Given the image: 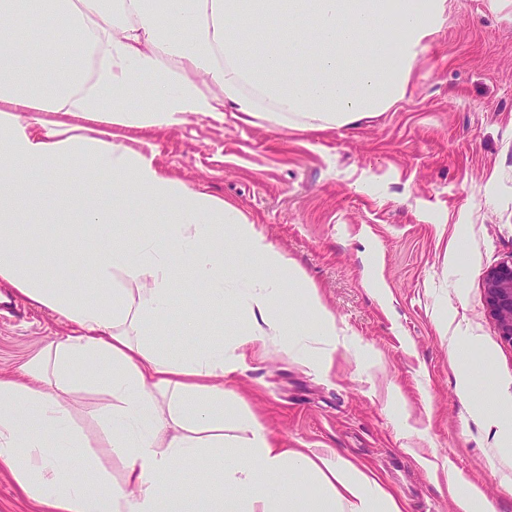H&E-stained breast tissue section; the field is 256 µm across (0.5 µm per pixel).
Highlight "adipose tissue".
<instances>
[{
	"mask_svg": "<svg viewBox=\"0 0 512 512\" xmlns=\"http://www.w3.org/2000/svg\"><path fill=\"white\" fill-rule=\"evenodd\" d=\"M118 2L113 11L107 0H0V282L73 326L22 365L24 381L0 378V464L46 512H403L374 471L334 451L281 447L243 406L240 452L217 457L220 377L273 347L330 371L335 316L240 208L43 115L170 128L239 112L299 129L354 126L405 99L447 0ZM48 19L58 45L33 53L29 34ZM157 210L171 216L165 227ZM72 211L70 237L94 247L78 255L91 289L65 287L44 264L56 242L43 225ZM228 236L253 269L228 267ZM182 278L216 312L240 307L247 333L168 349L162 336ZM78 381L111 398L102 415L123 482L90 456L95 487L64 465L87 446L57 395ZM189 458L220 463L224 494L173 491Z\"/></svg>",
	"mask_w": 512,
	"mask_h": 512,
	"instance_id": "adipose-tissue-1",
	"label": "adipose tissue"
}]
</instances>
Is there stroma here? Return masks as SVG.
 <instances>
[{
  "label": "stroma",
  "instance_id": "obj_1",
  "mask_svg": "<svg viewBox=\"0 0 512 512\" xmlns=\"http://www.w3.org/2000/svg\"><path fill=\"white\" fill-rule=\"evenodd\" d=\"M164 174L242 209L317 286L346 340L330 371L268 353L224 387L287 448H328L384 478L405 512H459L452 478L482 491L475 512H512V344L489 316L486 270L512 258V0H448L405 100L358 127H272L200 116L155 129L83 121ZM50 273L91 285L61 224ZM0 319V375L72 325L18 298ZM469 374L476 395L458 389ZM72 423L121 481L98 388L61 392Z\"/></svg>",
  "mask_w": 512,
  "mask_h": 512
}]
</instances>
